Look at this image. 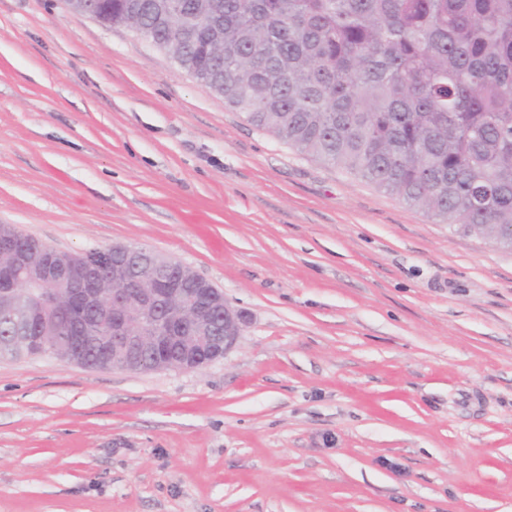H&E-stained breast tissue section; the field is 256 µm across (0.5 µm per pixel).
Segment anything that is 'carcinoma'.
<instances>
[{
  "instance_id": "obj_1",
  "label": "carcinoma",
  "mask_w": 512,
  "mask_h": 512,
  "mask_svg": "<svg viewBox=\"0 0 512 512\" xmlns=\"http://www.w3.org/2000/svg\"><path fill=\"white\" fill-rule=\"evenodd\" d=\"M202 20L169 38L171 4ZM112 25L149 31L157 48L257 129L357 175L443 224L512 244V0H104ZM97 273L84 287L130 290ZM32 336L74 335L109 319L54 289ZM25 337L0 356L57 355Z\"/></svg>"
}]
</instances>
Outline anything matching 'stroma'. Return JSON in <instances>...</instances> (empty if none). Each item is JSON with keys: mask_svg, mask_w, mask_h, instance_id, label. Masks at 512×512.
Segmentation results:
<instances>
[{"mask_svg": "<svg viewBox=\"0 0 512 512\" xmlns=\"http://www.w3.org/2000/svg\"><path fill=\"white\" fill-rule=\"evenodd\" d=\"M0 224L146 246L193 371L0 358V512H512V250L303 156L135 31L0 0Z\"/></svg>", "mask_w": 512, "mask_h": 512, "instance_id": "stroma-1", "label": "stroma"}]
</instances>
